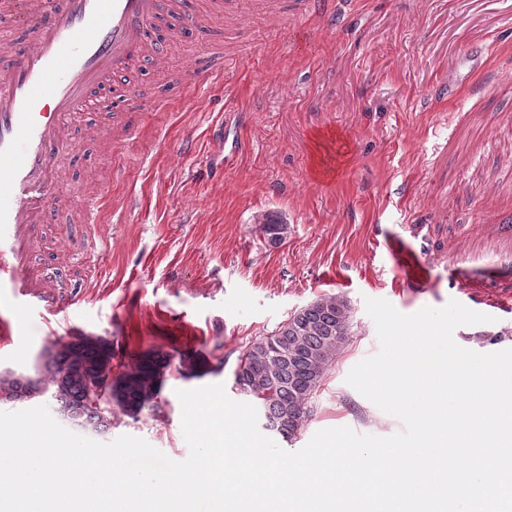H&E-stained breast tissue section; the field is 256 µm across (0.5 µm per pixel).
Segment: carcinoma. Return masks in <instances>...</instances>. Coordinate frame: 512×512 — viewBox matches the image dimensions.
<instances>
[{
  "label": "carcinoma",
  "instance_id": "carcinoma-1",
  "mask_svg": "<svg viewBox=\"0 0 512 512\" xmlns=\"http://www.w3.org/2000/svg\"><path fill=\"white\" fill-rule=\"evenodd\" d=\"M259 231L272 246L284 243L290 225L276 214H265ZM351 321V307L341 297L320 298L291 313L275 331L255 341L240 359L235 375L239 389L257 405L264 429L292 438L307 417V405L336 357ZM171 366L167 359L112 370V350L99 340L53 344L44 348L27 375L0 372V400L41 396L48 392L73 421H84L90 407H118L137 415L151 402Z\"/></svg>",
  "mask_w": 512,
  "mask_h": 512
}]
</instances>
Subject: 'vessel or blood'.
Returning <instances> with one entry per match:
<instances>
[{"label": "vessel or blood", "mask_w": 512, "mask_h": 512, "mask_svg": "<svg viewBox=\"0 0 512 512\" xmlns=\"http://www.w3.org/2000/svg\"><path fill=\"white\" fill-rule=\"evenodd\" d=\"M206 31L224 22V0H209L208 19L185 0H0V17L34 36L0 63V349L19 335L23 320L53 326L58 315L83 307L93 271L77 247L95 223L102 198L77 202L82 221L53 247L54 262L38 256L47 221L67 201L58 160L73 151L67 126L90 90L108 85L138 59L166 58L149 33L163 12ZM204 85L224 81V53H202L193 72Z\"/></svg>", "instance_id": "obj_1"}]
</instances>
